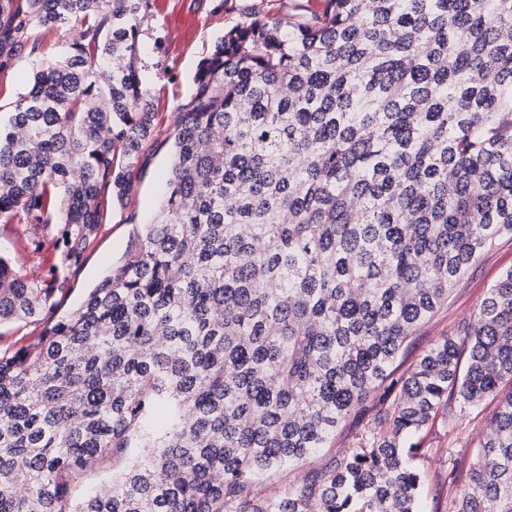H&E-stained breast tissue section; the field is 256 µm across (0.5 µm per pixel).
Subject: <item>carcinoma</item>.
<instances>
[{"label": "carcinoma", "mask_w": 512, "mask_h": 512, "mask_svg": "<svg viewBox=\"0 0 512 512\" xmlns=\"http://www.w3.org/2000/svg\"><path fill=\"white\" fill-rule=\"evenodd\" d=\"M224 31L174 124L151 224L74 310L56 275L0 254V512H420L409 438L448 392L512 384V270L406 376L405 339L512 234V0H324ZM154 0H0V72L30 89L0 126V224L56 228L81 261L156 132L136 68ZM40 27L62 30L43 50ZM336 465L277 498L270 472L325 447L375 393ZM106 475L88 497L80 476ZM452 512H512V391ZM36 67L35 58L27 54L17 56L11 61L7 77L11 91L9 94L0 96V120L2 123L7 120L8 112L12 111L13 103L29 89ZM42 331V325L26 321L3 322L0 325V348H18L36 342Z\"/></svg>", "instance_id": "cac0c4a2"}]
</instances>
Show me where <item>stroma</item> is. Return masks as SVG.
I'll return each mask as SVG.
<instances>
[{"label": "stroma", "instance_id": "1", "mask_svg": "<svg viewBox=\"0 0 512 512\" xmlns=\"http://www.w3.org/2000/svg\"><path fill=\"white\" fill-rule=\"evenodd\" d=\"M269 9L267 0H179L177 14L161 9L144 20L137 67L151 93L161 98L155 120L157 132L136 162L124 204L108 205L99 233L83 261L65 268L70 288L55 296L63 310L76 308L89 289L123 261L135 240L134 226L149 223L157 210L170 171L168 135L180 106L194 92L193 79L199 62L212 52L225 30L248 20L254 12ZM179 14L192 15L198 23L196 36L187 44L173 37L172 26ZM36 67L35 59L25 54L12 60L7 77L10 91L0 96L1 121L7 120L14 102L29 89ZM511 270L512 235H504L455 284L447 303L406 340L393 365L395 374L408 373L426 350L447 336L458 338L459 357L467 359L469 348L459 339L461 328L483 302L488 289ZM498 403V397L491 396L480 405L465 409L456 394H449L434 418L416 435L415 440L422 448L415 461L422 474L421 512H450L468 480L476 450L483 443L482 435ZM372 424V410L351 413L338 426L327 447L300 468L271 472L260 487L261 495L278 496L301 483L309 472L334 466Z\"/></svg>", "mask_w": 512, "mask_h": 512}]
</instances>
